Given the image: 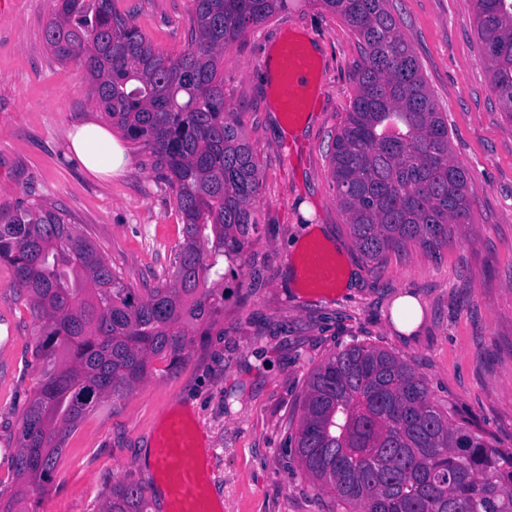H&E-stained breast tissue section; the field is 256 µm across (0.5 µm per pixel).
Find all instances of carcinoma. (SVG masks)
Masks as SVG:
<instances>
[{
    "label": "carcinoma",
    "mask_w": 512,
    "mask_h": 512,
    "mask_svg": "<svg viewBox=\"0 0 512 512\" xmlns=\"http://www.w3.org/2000/svg\"><path fill=\"white\" fill-rule=\"evenodd\" d=\"M190 40L156 50L115 0H54L44 39L89 74V96L165 174L183 221L170 273L141 293L94 241L46 200L0 208V262L39 322L52 360L18 436L16 486L0 512L52 475L69 435L106 398L142 380L156 356L177 357L187 328L208 320L222 262L242 261L257 226L260 178L224 102V50L292 0H191ZM361 44L356 90L331 145L336 196L363 256L410 242L448 246L468 221L469 176L449 156L448 118L433 99L391 0H312ZM493 90L512 121V0H472ZM296 432L301 466L353 512H512V455L453 423L413 368L350 345L311 375ZM145 489L112 486L101 512H148Z\"/></svg>",
    "instance_id": "1"
}]
</instances>
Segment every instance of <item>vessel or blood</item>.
<instances>
[{"label":"vessel or blood","instance_id":"obj_1","mask_svg":"<svg viewBox=\"0 0 512 512\" xmlns=\"http://www.w3.org/2000/svg\"><path fill=\"white\" fill-rule=\"evenodd\" d=\"M265 68L284 90L283 111L288 112L290 118H298L307 103L297 92L308 85L317 68L316 59L303 42L290 39L281 42L275 58L267 62ZM154 461L170 502V512H214L212 501L202 486L203 464L195 436L185 419H169L157 438Z\"/></svg>","mask_w":512,"mask_h":512}]
</instances>
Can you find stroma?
Masks as SVG:
<instances>
[{
  "instance_id": "obj_1",
  "label": "stroma",
  "mask_w": 512,
  "mask_h": 512,
  "mask_svg": "<svg viewBox=\"0 0 512 512\" xmlns=\"http://www.w3.org/2000/svg\"><path fill=\"white\" fill-rule=\"evenodd\" d=\"M440 111L454 162L470 177L468 223L447 248L415 243L366 261L336 198L329 149L354 96L359 41L337 13L302 0L250 28L224 52V99L237 112L260 171L258 231L244 263L224 277V302L191 330L179 359L157 356L123 397L106 399L70 434L44 489L22 512H99L113 485L151 486L143 458L164 412L192 421L205 489L223 512H344L301 467L295 433L311 373L361 343L408 362L430 397L502 454L512 453V121L492 90L472 0H392ZM190 0H117L153 47L180 53ZM53 0L0 8V206L46 200L87 231L134 288L167 274L182 242L175 196L147 152L121 145L128 165L105 177L72 156L68 134L105 116L89 75L46 47ZM311 40L320 63L297 122L279 110L282 88L263 75L279 40ZM341 268L335 286L288 284L310 245ZM422 307L397 330L395 300ZM25 291L0 263V484H15L17 432L47 363Z\"/></svg>"
}]
</instances>
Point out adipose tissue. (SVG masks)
I'll return each instance as SVG.
<instances>
[{"mask_svg":"<svg viewBox=\"0 0 512 512\" xmlns=\"http://www.w3.org/2000/svg\"><path fill=\"white\" fill-rule=\"evenodd\" d=\"M70 140L75 157L86 170L109 176L126 165L123 150L104 124L82 125L71 133Z\"/></svg>","mask_w":512,"mask_h":512,"instance_id":"ef3b65f1","label":"adipose tissue"}]
</instances>
